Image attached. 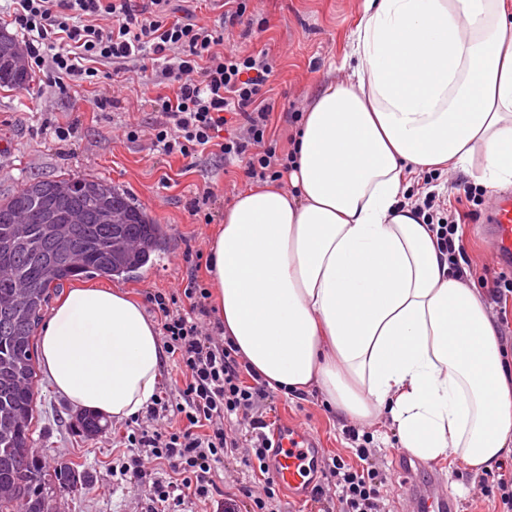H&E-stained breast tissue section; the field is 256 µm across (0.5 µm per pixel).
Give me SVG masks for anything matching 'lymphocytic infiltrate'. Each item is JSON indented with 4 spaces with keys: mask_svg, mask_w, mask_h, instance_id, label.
Instances as JSON below:
<instances>
[{
    "mask_svg": "<svg viewBox=\"0 0 512 512\" xmlns=\"http://www.w3.org/2000/svg\"><path fill=\"white\" fill-rule=\"evenodd\" d=\"M8 23L25 39L36 66L50 65L57 80L83 81L112 72L88 68V61L164 62V80L172 94L157 95L163 116L153 129L157 145L168 154L191 158L218 147L225 161L241 163L256 182L280 180L288 164L270 143L268 121L274 105L264 93L272 71L267 52L244 55L224 48L233 32L249 36L253 15L249 0H226L217 27L199 25L167 12L170 0H12ZM436 237L451 266L464 258L463 232L455 212L437 203L435 194L409 199ZM211 294L197 274H189L179 292H155L146 300L161 325L168 354L182 369L180 402L154 396L122 443L124 460L112 473L130 486L151 483V512H169L188 499L218 512H234L237 496L251 499V512H274L280 487L268 475V423L272 395L266 385L244 384V365L234 344L215 318ZM178 426L160 427L168 415ZM356 441L358 465L342 459L325 462L323 481L309 512H384L387 476L376 467L369 448ZM247 444L246 467L258 468L257 488L215 501L214 467L225 454Z\"/></svg>",
    "mask_w": 512,
    "mask_h": 512,
    "instance_id": "f902f5d3",
    "label": "lymphocytic infiltrate"
}]
</instances>
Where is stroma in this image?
Returning a JSON list of instances; mask_svg holds the SVG:
<instances>
[{"label":"stroma","mask_w":512,"mask_h":512,"mask_svg":"<svg viewBox=\"0 0 512 512\" xmlns=\"http://www.w3.org/2000/svg\"><path fill=\"white\" fill-rule=\"evenodd\" d=\"M361 7L362 0H252L255 33L246 39L233 37L230 43L246 53L264 50L269 54L273 72L268 88L275 101L270 134L278 153L290 150V139L297 130L289 113L306 111L325 84L347 80L350 71L343 68L342 61ZM128 67L133 71V83L116 89L106 83L86 82L63 88L46 68L33 70L29 88H0V142L7 144L0 150V197L31 178H104L129 191L167 233L160 259L136 278L75 277L52 291L55 302L70 288H112L141 301L146 293L178 287L188 274L182 259L185 248L208 252L225 209L250 184L240 165L225 163L216 150L205 151L191 161L166 155L149 133L161 120L152 101L167 91L161 72L140 70L135 61ZM115 96L120 106L111 105ZM96 98L101 99V106H93ZM130 122L141 126L138 138L125 136L123 128ZM68 124L74 126V134L68 141H59L55 126ZM475 187V181L464 172L448 168L431 186L425 185L422 175H415L409 190L421 196L435 189L440 200L461 214L467 278L486 291L494 275L503 270L481 231L485 211L499 193L482 189L480 202L474 203L466 199L464 191ZM205 188L212 193L214 221L210 224L197 221L187 209L188 201ZM266 420L301 423L320 438L326 456L351 464L356 461L354 445L346 435L349 422L338 417L318 389L275 392ZM358 430L368 436L376 462L391 478L385 512H397L400 503L408 500L410 489L395 471V458L401 451L396 431L385 417L361 423ZM125 431V422L111 419L101 433L86 436L79 411L56 391L46 371H39L32 446L47 468L66 463L83 475L74 485H52L55 512H148L149 486L120 488L112 478L113 465L123 457L119 439ZM430 474L440 477L454 498L456 512H494L493 499L474 493L477 473L462 461L451 458L422 463L418 477Z\"/></svg>","instance_id":"stroma-1"}]
</instances>
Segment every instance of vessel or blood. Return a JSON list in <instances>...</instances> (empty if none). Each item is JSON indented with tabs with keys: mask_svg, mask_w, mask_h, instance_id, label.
<instances>
[{
	"mask_svg": "<svg viewBox=\"0 0 512 512\" xmlns=\"http://www.w3.org/2000/svg\"><path fill=\"white\" fill-rule=\"evenodd\" d=\"M494 253L512 263V196L496 200L484 230ZM272 448L267 464L270 473L290 499L303 502L314 494L321 482L323 450L313 433L300 425L283 422L270 434ZM420 512H454V501L435 484L413 494Z\"/></svg>",
	"mask_w": 512,
	"mask_h": 512,
	"instance_id": "b4317fda",
	"label": "vessel or blood"
}]
</instances>
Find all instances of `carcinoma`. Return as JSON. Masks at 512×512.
<instances>
[{"instance_id": "obj_1", "label": "carcinoma", "mask_w": 512, "mask_h": 512, "mask_svg": "<svg viewBox=\"0 0 512 512\" xmlns=\"http://www.w3.org/2000/svg\"><path fill=\"white\" fill-rule=\"evenodd\" d=\"M29 82L26 67L0 62V87L22 89ZM83 207L87 219L71 229L82 245L83 264L73 268L52 255L43 225L36 222L47 200ZM104 210H122L124 224H104ZM31 224L27 241L13 239L12 226ZM165 232L162 225L124 191L98 178L29 179L0 199V262L14 270V279L0 281V512H54L45 492L49 474L30 447L36 412L35 330L50 299V290L79 275L123 277L152 261ZM33 289L32 301L21 310L7 306L20 287ZM51 476L60 484L76 483V473L61 466Z\"/></svg>"}]
</instances>
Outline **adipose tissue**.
I'll return each mask as SVG.
<instances>
[{
	"label": "adipose tissue",
	"instance_id": "obj_1",
	"mask_svg": "<svg viewBox=\"0 0 512 512\" xmlns=\"http://www.w3.org/2000/svg\"><path fill=\"white\" fill-rule=\"evenodd\" d=\"M344 66L299 125L290 190L241 192L211 244L224 334L267 387L389 416L410 455L490 470L512 456V374L481 289L400 196L453 165L512 186V0H365ZM55 389L124 420L164 351L127 294L74 288L41 332Z\"/></svg>",
	"mask_w": 512,
	"mask_h": 512
}]
</instances>
